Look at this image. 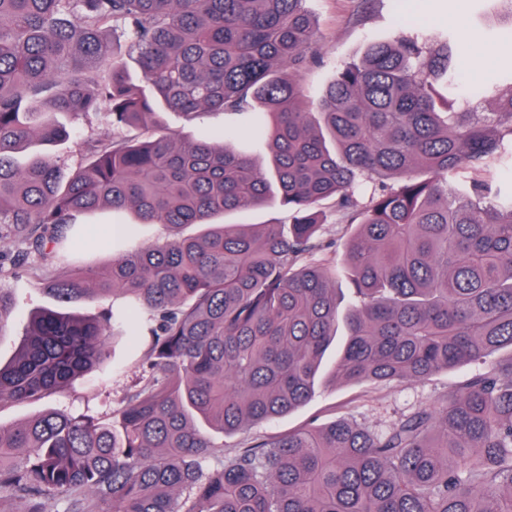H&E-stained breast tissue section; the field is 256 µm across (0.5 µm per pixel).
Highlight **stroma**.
Returning <instances> with one entry per match:
<instances>
[{
    "label": "stroma",
    "instance_id": "1",
    "mask_svg": "<svg viewBox=\"0 0 512 512\" xmlns=\"http://www.w3.org/2000/svg\"><path fill=\"white\" fill-rule=\"evenodd\" d=\"M309 5L319 29L316 50L323 59L320 66L300 76L303 89L312 97L333 79L339 68L358 61L369 43L391 39L407 28L435 36L467 25L474 56L470 62L458 64L463 93L453 101V109L489 111V101L481 97V90L496 82L499 74L512 69V40L503 37L504 32L512 30V19L498 0H371L365 6L359 0H310ZM166 122L187 138L212 135L225 128L233 132L231 145H239L243 138L238 119L220 113L193 122L170 115ZM109 222L105 215L87 218V225L100 228L101 233L80 235L66 252V261H88L96 265L111 262ZM15 250L12 239L0 238V266L5 269L0 276V292L14 298L16 303L7 335L0 338L1 360L13 356L17 339L24 334L29 316L35 310L56 309L91 316L111 306H122V299L112 295L59 302L25 269L14 268ZM147 349V340L142 336L133 347L127 341H120L115 347V358L123 364L119 372L105 377L89 375L74 387L35 403L2 404L0 424H15L49 408L98 420L109 419L122 408L130 389L148 376ZM473 370V365L468 364L422 380L363 385L337 383L324 373L310 401L275 421L258 423L244 433L225 437L224 453L229 456L282 434L320 427L338 418L356 421L375 433L385 432L418 409L445 400L449 391Z\"/></svg>",
    "mask_w": 512,
    "mask_h": 512
}]
</instances>
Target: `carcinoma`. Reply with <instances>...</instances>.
I'll return each mask as SVG.
<instances>
[{
  "mask_svg": "<svg viewBox=\"0 0 512 512\" xmlns=\"http://www.w3.org/2000/svg\"><path fill=\"white\" fill-rule=\"evenodd\" d=\"M306 2L0 0V225L22 245L13 265L62 302L126 301L95 317L33 312L0 364V404L73 386L111 337L150 336L152 366L114 421L48 410L0 424V512H45L48 499L59 512H512V359L385 434L338 419L203 468L225 436L310 399L341 319L332 375L347 384L512 350V182L448 180L512 169V76L492 111L454 112L456 47L403 32L309 99L297 80L317 61ZM115 26L139 53L138 82L111 57ZM171 112L244 117L253 137L241 150L224 145L227 129L185 139L166 127ZM100 114L155 135L84 140L63 175L51 148ZM34 140L43 150L18 167ZM273 195L293 212L286 227L210 222ZM326 203L352 227L348 298L314 261L329 248ZM126 209L169 235L101 268L49 270L80 217ZM189 224L211 229L181 235Z\"/></svg>",
  "mask_w": 512,
  "mask_h": 512,
  "instance_id": "obj_1",
  "label": "carcinoma"
}]
</instances>
